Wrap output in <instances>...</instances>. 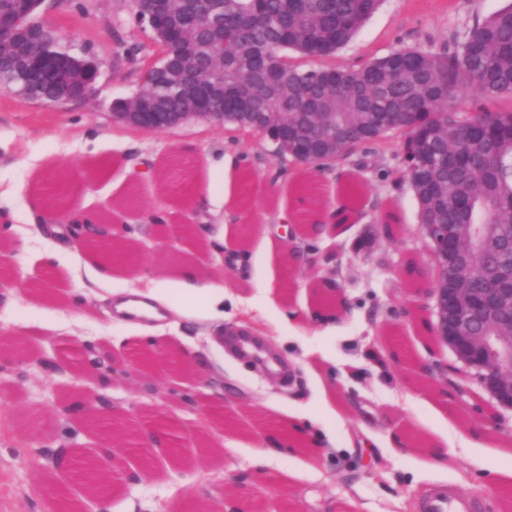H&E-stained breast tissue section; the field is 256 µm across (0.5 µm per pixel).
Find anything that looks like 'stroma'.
<instances>
[{"label": "stroma", "instance_id": "35a3bbf8", "mask_svg": "<svg viewBox=\"0 0 512 512\" xmlns=\"http://www.w3.org/2000/svg\"><path fill=\"white\" fill-rule=\"evenodd\" d=\"M512 0H381L376 12L333 57L356 67L400 47L439 52ZM44 18L65 45L99 65L91 98L62 105L30 99L0 87V183L16 193L8 207L10 241L0 253L15 269L0 279L11 291L0 306V332L53 355L70 339L106 342L117 356L143 347L138 321L110 315L106 298L131 290L166 293L182 313L164 319L153 379L170 381V361L181 353L208 360L207 400H222L221 417L206 432L181 401L160 402L136 378L113 389L115 414L125 416L123 457L144 468L140 484L114 490L107 500L88 497L67 468L50 469L60 454L102 447L110 428L71 425L49 402L66 377L26 364L0 372V503L6 512H55L49 482L68 485L85 512H421L437 486L473 496L481 512H500L499 472L512 468L501 456L512 448V411L497 407L476 379L461 383L466 402L444 400L426 370L454 362L429 326L435 317L421 290L433 260L419 225L418 204L403 178L398 143L361 146L320 169L283 157L257 133L206 119L164 131H147L114 118L118 101L142 83L141 59L155 50L135 23L131 0H46ZM359 189L349 224L320 235L297 225L284 236L285 215L300 197L330 212ZM75 219L112 220L118 242H144L134 265L104 271L78 238L64 245L39 235L36 224L56 206ZM392 211L398 233L381 229ZM179 257L166 238L180 225ZM299 249L310 266H292ZM242 251V267L228 253ZM53 260L58 279L43 275ZM421 272L406 273L407 262ZM224 285V316L211 317L190 299L186 271ZM340 285L335 303L323 289ZM274 291H267V283ZM297 311L298 322L283 315ZM318 310L337 314L335 330L302 320ZM257 337L285 362L288 374L255 371L232 351L230 336ZM324 393L327 402L315 401ZM298 424L301 452L265 469L252 465L273 420ZM164 421L181 428L178 447L139 443L142 430ZM494 436L497 451L470 447L473 432ZM407 445L395 447L394 438ZM443 442L446 469L429 466L424 440Z\"/></svg>", "mask_w": 512, "mask_h": 512}]
</instances>
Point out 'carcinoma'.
Masks as SVG:
<instances>
[{"label":"carcinoma","instance_id":"obj_1","mask_svg":"<svg viewBox=\"0 0 512 512\" xmlns=\"http://www.w3.org/2000/svg\"><path fill=\"white\" fill-rule=\"evenodd\" d=\"M260 16L239 37L224 44V76L268 80L279 94L257 99L255 110L319 112V141L297 147L307 165L322 166L394 129L397 113L413 117L404 130L403 156L416 160L410 187L426 219L457 229V251L484 255L477 275L487 280L512 264V109L455 112L446 102L469 91L489 101L512 99V5L476 22L440 53L399 48L358 68L293 67L288 76L273 70L231 66L239 58L288 45L308 58H324L346 44L372 16L379 0H305L286 8L283 0H258ZM15 55L0 52V85L14 84ZM465 224H494L498 236L485 239L460 232Z\"/></svg>","mask_w":512,"mask_h":512}]
</instances>
